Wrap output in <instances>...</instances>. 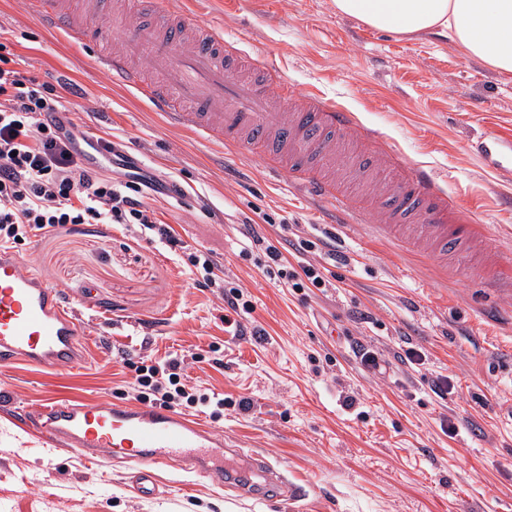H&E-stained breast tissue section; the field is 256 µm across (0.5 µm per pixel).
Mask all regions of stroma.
<instances>
[{"instance_id": "1", "label": "stroma", "mask_w": 512, "mask_h": 512, "mask_svg": "<svg viewBox=\"0 0 512 512\" xmlns=\"http://www.w3.org/2000/svg\"><path fill=\"white\" fill-rule=\"evenodd\" d=\"M173 8L267 59L299 94L355 113L333 175L363 220L328 224L325 205L302 202L301 181L280 189L250 144L201 143L99 71L98 56L124 45L127 0H66L70 21L93 36L79 48L27 0H0V45L16 69L77 84L80 96L63 98L73 122L180 187L156 198L158 219L189 253H211L252 304L241 332L225 331L223 300L192 288L186 257L117 224L35 231L15 245L48 284L72 298L92 292L103 310L83 314L94 338L85 364L0 368V512H512V294L499 286L512 254V208L502 204L512 182L468 149L484 130L512 132V73L468 55L449 32L380 31L336 13L332 0ZM111 18L120 28L108 33ZM382 150L391 153L386 168L373 162ZM414 167L431 171L462 209L455 251L420 250L399 229L374 236L388 202L376 183ZM249 218L269 241L287 230L313 241L288 262L313 264L327 287L294 290L264 273L261 250L243 258L236 228ZM330 236L334 260L319 245ZM358 343L385 355L386 374L361 364ZM411 347L423 364L400 361ZM172 353L189 357L191 385L230 399L214 424L225 444L266 457L303 488L300 501L271 487L261 498L221 488L174 467L159 470L160 495L142 498L130 465L54 446L13 419L14 407L37 406L61 384L91 404L131 401L130 362ZM439 375L454 385L443 399L430 389ZM242 398L248 410L236 407ZM448 418L451 435L441 429Z\"/></svg>"}]
</instances>
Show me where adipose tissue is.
<instances>
[{"label": "adipose tissue", "mask_w": 512, "mask_h": 512, "mask_svg": "<svg viewBox=\"0 0 512 512\" xmlns=\"http://www.w3.org/2000/svg\"><path fill=\"white\" fill-rule=\"evenodd\" d=\"M334 5L337 12L383 31L452 30L468 53L512 72V0H334Z\"/></svg>", "instance_id": "1"}]
</instances>
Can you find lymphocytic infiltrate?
<instances>
[{
	"label": "lymphocytic infiltrate",
	"mask_w": 512,
	"mask_h": 512,
	"mask_svg": "<svg viewBox=\"0 0 512 512\" xmlns=\"http://www.w3.org/2000/svg\"><path fill=\"white\" fill-rule=\"evenodd\" d=\"M63 109L54 86L0 67V243L25 242L30 231L46 227L131 224L169 250L182 248L172 227L162 223L145 200L148 192H167V185L142 175L119 144L100 138L83 149L78 128ZM239 233L248 242L264 245V269L270 278L297 290L324 286L314 266L299 272L289 269L282 251L264 244L255 225L244 224ZM189 261L198 273L194 287L223 289L224 325L238 327L237 316L250 311V301L238 287L225 286L211 255L193 254ZM134 372L131 389L140 402L173 409L201 407L216 420L224 415L223 398L188 385L179 359L140 364Z\"/></svg>",
	"instance_id": "f902f5d3"
}]
</instances>
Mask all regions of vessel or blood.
Instances as JSON below:
<instances>
[{
    "label": "vessel or blood",
    "mask_w": 512,
    "mask_h": 512,
    "mask_svg": "<svg viewBox=\"0 0 512 512\" xmlns=\"http://www.w3.org/2000/svg\"><path fill=\"white\" fill-rule=\"evenodd\" d=\"M33 15L66 32L79 46L89 32L73 25L59 0H29ZM131 13L142 23L126 42V52L99 58L112 78L143 96L167 123L190 132L194 138L221 144L246 135L252 146L275 144L280 157L270 165L278 171L303 172L299 149L314 147L321 160L334 156L323 131H345L355 119L348 110L309 95L301 111L290 112L295 93L271 67H264L261 83L245 81L239 71L241 54L222 30L198 28L191 47H184V29L165 0H128ZM144 55L148 70L131 69L126 54ZM471 147L490 161L496 174L512 179V139L482 134ZM312 195L351 209L349 196L337 192L332 181L305 174ZM389 199L391 214H415L428 235L442 244L457 237L448 216L456 207L429 172L417 167L395 181ZM85 324L64 293L49 286L13 250L0 247V366L23 361L52 371H65L87 360ZM21 426L36 429L50 443L68 447L89 458L106 457L129 462L139 496L158 495L155 472L171 464L201 476H223L218 460L231 455L245 469L270 470L262 455H242L225 449L221 432L187 418L163 405H135L114 401L91 405L79 396L59 393L32 411L17 410Z\"/></svg>",
    "instance_id": "1"
}]
</instances>
